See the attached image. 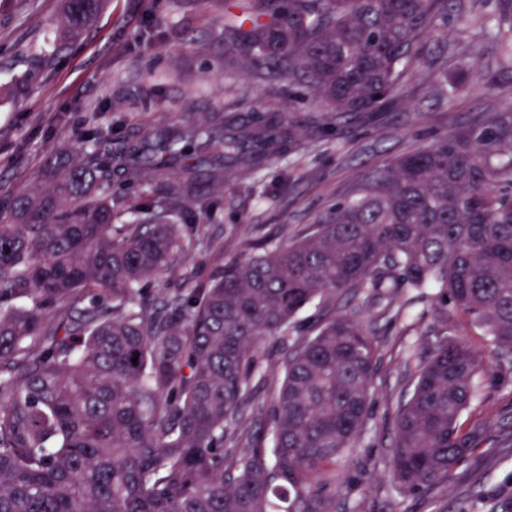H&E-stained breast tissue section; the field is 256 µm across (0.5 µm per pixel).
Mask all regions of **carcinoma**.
<instances>
[{
  "instance_id": "carcinoma-1",
  "label": "carcinoma",
  "mask_w": 512,
  "mask_h": 512,
  "mask_svg": "<svg viewBox=\"0 0 512 512\" xmlns=\"http://www.w3.org/2000/svg\"><path fill=\"white\" fill-rule=\"evenodd\" d=\"M102 0H64L60 50ZM453 0H245L250 27L224 26L227 50L258 73L287 75L336 115L374 112L398 95L422 40ZM497 40L512 60V0ZM469 84L467 70L450 94ZM246 156L224 116L151 127L137 144L98 138L49 167L0 214V512H337L336 464L367 431L379 347L341 295L398 319L400 293L438 288L445 331L400 390L388 482L434 498L486 441L464 413L492 365L459 335L455 314L512 367V105L473 130L375 168L295 240H264L205 282L149 298L198 228L172 221L206 178L268 156L296 128L278 117ZM168 181L142 205L112 176ZM316 305L310 333L297 316ZM278 342L261 360L263 342ZM137 362H132V359ZM274 390L255 399L256 388ZM471 512H512V481L480 490Z\"/></svg>"
}]
</instances>
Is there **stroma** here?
<instances>
[{"instance_id":"obj_1","label":"stroma","mask_w":512,"mask_h":512,"mask_svg":"<svg viewBox=\"0 0 512 512\" xmlns=\"http://www.w3.org/2000/svg\"><path fill=\"white\" fill-rule=\"evenodd\" d=\"M461 2L463 11L452 12L428 39L424 62L409 70L398 98L336 120L325 118L304 85L256 77L244 56L226 52L224 18L237 13L236 0H104L91 25L58 53L51 40L62 0H0V209L41 175L54 152L84 146L99 130L134 144L147 127L199 123L216 112L247 132L260 116L322 118L321 135L284 140L261 168H228L222 183H203L200 197L187 198L186 217L203 226L206 239L145 292L176 286L186 270L205 280L243 257L249 243L287 242L318 223L365 171L512 105V62L480 35L495 0ZM461 60L472 88L444 98L435 72ZM358 307L372 321L381 357L369 429L336 467L344 512H429L424 498L395 497L386 472L406 356L428 355L446 303L430 289L392 324L374 320L362 299L345 296L338 305L343 313ZM483 395L470 417L486 419L492 440L512 426V386L490 380ZM511 477L512 448L480 452L439 495L448 512H466L472 491Z\"/></svg>"}]
</instances>
